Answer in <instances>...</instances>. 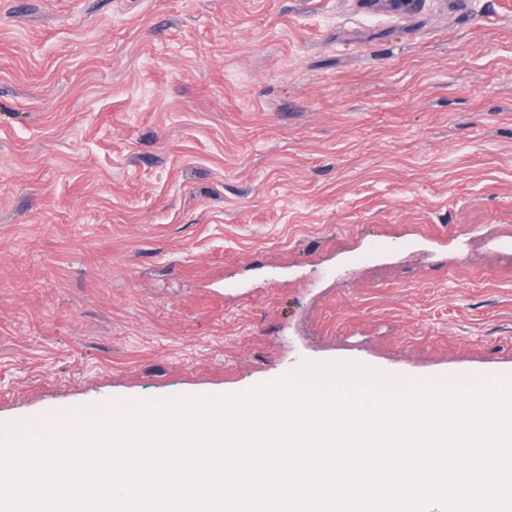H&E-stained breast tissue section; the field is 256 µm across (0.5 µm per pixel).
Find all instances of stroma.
Segmentation results:
<instances>
[{
  "label": "stroma",
  "instance_id": "1",
  "mask_svg": "<svg viewBox=\"0 0 512 512\" xmlns=\"http://www.w3.org/2000/svg\"><path fill=\"white\" fill-rule=\"evenodd\" d=\"M306 360L512 386V0H0V424ZM421 0H390L384 2H369L365 5L376 13H384L391 18H402L421 9Z\"/></svg>",
  "mask_w": 512,
  "mask_h": 512
}]
</instances>
